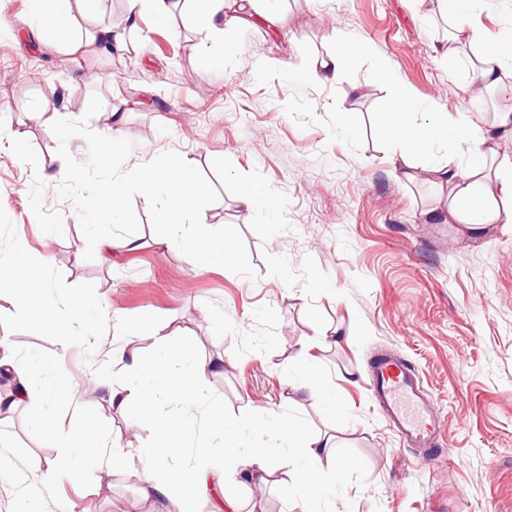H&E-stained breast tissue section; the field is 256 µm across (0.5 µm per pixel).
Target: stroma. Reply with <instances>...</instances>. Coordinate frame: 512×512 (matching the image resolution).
Segmentation results:
<instances>
[{"label":"stroma","instance_id":"35a3bbf8","mask_svg":"<svg viewBox=\"0 0 512 512\" xmlns=\"http://www.w3.org/2000/svg\"><path fill=\"white\" fill-rule=\"evenodd\" d=\"M243 26L226 31L233 57L212 65L186 10L164 22L144 15L127 28L128 48L82 45L93 25L126 26L125 0L90 12L72 0L65 39L36 28L27 0H0V253L24 242L46 271L59 313L79 300L94 344L72 346L61 326L34 327L0 300L6 337L34 378L65 374L80 404L58 400L60 419L95 422L125 443L141 403L117 413L87 381L114 348L162 360L165 336H185L200 359H223L206 387L224 407L223 447L239 459L266 448L278 471L305 468L276 430L298 423L336 438L348 468L312 492L279 485L249 490L244 474L224 483L242 512H512V223L462 234L443 211L431 169L457 162L431 143L400 174V151L377 122L397 89L428 125L456 114L470 95L474 45H451L446 0H254ZM278 13L275 24L262 13ZM470 21L488 39L512 30V0H476ZM355 49L331 83L301 82L293 70L336 53L334 31ZM454 46L455 63L441 54ZM390 81H381L380 68ZM105 108L89 122L110 126L118 106L134 167L178 152L218 194L207 223L233 225L256 271L203 270L150 225L138 249L85 260L72 203L55 189L63 165L50 124L80 119L91 95ZM270 201L238 196L252 180ZM49 224H65L60 237ZM335 342L311 346L318 331ZM403 357L445 424L447 452L423 459L378 413L370 385L376 356ZM326 398L290 391L302 369ZM250 417L251 427L237 423ZM44 411L18 407L0 422V512H22L17 476L32 456L55 458ZM144 464L130 457L111 473L74 470L44 488L40 512H177L176 499L143 497Z\"/></svg>","mask_w":512,"mask_h":512}]
</instances>
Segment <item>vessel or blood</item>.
I'll return each instance as SVG.
<instances>
[{"mask_svg":"<svg viewBox=\"0 0 512 512\" xmlns=\"http://www.w3.org/2000/svg\"><path fill=\"white\" fill-rule=\"evenodd\" d=\"M371 372L375 399L403 444L433 453L444 427L417 374L401 357L390 354L380 356Z\"/></svg>","mask_w":512,"mask_h":512,"instance_id":"obj_1","label":"vessel or blood"}]
</instances>
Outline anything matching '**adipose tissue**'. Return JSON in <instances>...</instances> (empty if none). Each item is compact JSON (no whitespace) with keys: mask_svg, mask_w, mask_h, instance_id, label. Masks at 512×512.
I'll list each match as a JSON object with an SVG mask.
<instances>
[{"mask_svg":"<svg viewBox=\"0 0 512 512\" xmlns=\"http://www.w3.org/2000/svg\"><path fill=\"white\" fill-rule=\"evenodd\" d=\"M188 2L209 41L211 60L223 62L233 52L224 40V30L237 26L238 17L227 13L226 0ZM448 2L455 39L481 48L480 55L470 65L472 83L482 91L498 86L503 74L512 72V31L493 40L486 39L477 28L461 21L473 0ZM382 120L400 148L404 167H411L413 157L434 141L451 140L461 155V162L435 169L447 186L449 223L462 225L473 234L492 224L512 223V159L499 152L502 142L512 141V112L496 113L492 123L481 125L471 106L466 105L455 117L442 118L423 127L413 117L409 94L402 91L383 113ZM48 288L45 274L24 243H15L11 253L0 256V296L22 310L34 312L39 324L56 318ZM163 342L169 351L167 361L154 362L134 354L124 364L130 375L129 381L113 382L111 367L107 364L96 367L91 380L95 387L104 389L112 409L121 411L141 396L137 376L150 373L160 397L171 409L169 415L162 416L155 406L142 408L138 428L155 439L152 447L138 451L145 464L141 475L144 494L166 497L175 487L183 485L187 492L179 499V512H240V503L226 497L222 486L224 476L238 468L236 456L207 453L194 466L180 472L164 467L167 460L182 455L185 450L193 432L189 423L192 410H203L207 425L216 436L224 433V414L205 387L208 374L218 370V363L196 360L183 339L167 336ZM1 375L11 379L13 388L0 393V418L10 415L21 405L51 406L56 394L68 388L67 379L54 370L44 381L32 378L19 355L2 338ZM45 430L63 452L51 461L37 459L32 462L37 481L21 477V493L29 505H36L44 486L72 473V460H80L91 469L108 471L123 458L122 449L109 447L108 433L95 424L66 428L50 418L45 423ZM280 435L298 455L338 467L339 461L331 452L330 438L306 436L302 428L295 425L281 429Z\"/></svg>","mask_w":512,"mask_h":512,"instance_id":"ef3b65f1","label":"adipose tissue"}]
</instances>
